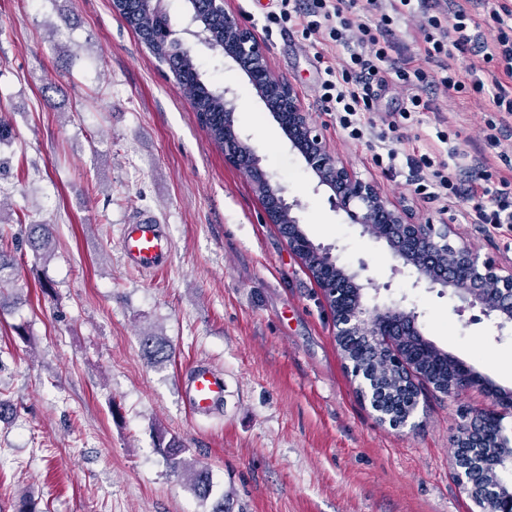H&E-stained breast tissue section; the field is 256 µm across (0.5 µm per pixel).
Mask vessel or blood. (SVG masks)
I'll list each match as a JSON object with an SVG mask.
<instances>
[{
	"mask_svg": "<svg viewBox=\"0 0 512 512\" xmlns=\"http://www.w3.org/2000/svg\"><path fill=\"white\" fill-rule=\"evenodd\" d=\"M121 249L129 267L151 272L164 264L171 244L158 224L144 218L123 226ZM184 396L194 413H211L224 402L223 375L207 368L191 371L184 385Z\"/></svg>",
	"mask_w": 512,
	"mask_h": 512,
	"instance_id": "vessel-or-blood-1",
	"label": "vessel or blood"
}]
</instances>
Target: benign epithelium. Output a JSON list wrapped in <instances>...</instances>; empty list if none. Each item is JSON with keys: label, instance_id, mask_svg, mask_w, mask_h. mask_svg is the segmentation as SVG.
I'll use <instances>...</instances> for the list:
<instances>
[{"label": "benign epithelium", "instance_id": "1", "mask_svg": "<svg viewBox=\"0 0 512 512\" xmlns=\"http://www.w3.org/2000/svg\"><path fill=\"white\" fill-rule=\"evenodd\" d=\"M213 11L224 14L222 54L242 69L253 93L266 105L291 146L306 163L315 189L329 193L333 208L348 223L383 241L403 269L414 277L413 287L448 289L459 302L458 311L478 310L496 322L500 332H512V260H482L466 242L453 240L452 225L414 221L402 206L383 196L377 186L358 178L326 147L311 118L300 106L295 89L271 71L269 57L250 28L226 9L224 0H212ZM236 93L224 88V158L248 172L253 190L265 197L263 221L288 224V248L300 260L315 254L336 275L317 282L336 326V338L365 337L359 351L343 350L345 368L358 382V393L369 402L379 420L404 426L413 413L403 414L387 398L365 365L366 354L392 355L399 366L403 387H413L416 354H425L430 341L419 328L420 314L408 306L407 296L390 303L370 294L372 282L340 262L335 247L315 243L303 230L299 213L302 201L289 198L275 182L262 159L237 124ZM452 376L444 393L451 396L464 388H486L485 379L463 362L448 357ZM452 467L457 483L473 502L476 512H512V436L505 434L502 418L493 409L466 413L460 426Z\"/></svg>", "mask_w": 512, "mask_h": 512}]
</instances>
